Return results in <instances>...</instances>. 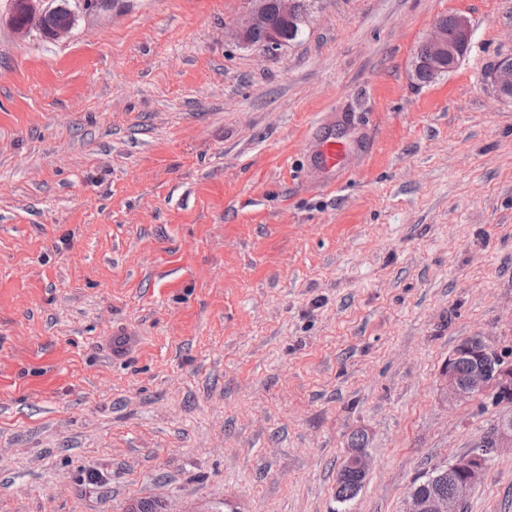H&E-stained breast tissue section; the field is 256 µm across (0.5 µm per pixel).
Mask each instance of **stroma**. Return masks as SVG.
I'll return each instance as SVG.
<instances>
[{"label":"stroma","mask_w":512,"mask_h":512,"mask_svg":"<svg viewBox=\"0 0 512 512\" xmlns=\"http://www.w3.org/2000/svg\"><path fill=\"white\" fill-rule=\"evenodd\" d=\"M69 6L47 40L0 0V512H403L507 412L439 378L471 336L512 361V0H314L271 54L249 0ZM450 14L469 49L421 83ZM464 512H512V453ZM489 78L500 97H508L510 92L512 94V64L502 62L489 73ZM353 148L346 134L336 129V122L321 123L314 131L308 154L311 167L318 173L325 184L336 183V170L347 161ZM367 441L366 434L362 431L354 432L350 437L349 454L343 466L352 467L359 471L360 475L367 472V464L364 454L365 443ZM363 483L364 479L359 478L353 470L348 469L343 473L338 472L336 480L337 502L343 504L353 499Z\"/></svg>","instance_id":"stroma-1"}]
</instances>
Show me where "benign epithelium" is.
Here are the masks:
<instances>
[{
	"instance_id": "1",
	"label": "benign epithelium",
	"mask_w": 512,
	"mask_h": 512,
	"mask_svg": "<svg viewBox=\"0 0 512 512\" xmlns=\"http://www.w3.org/2000/svg\"><path fill=\"white\" fill-rule=\"evenodd\" d=\"M269 0H250V8L246 18L236 26L235 37L243 46H250L249 36L258 28L270 31L268 43L262 51L272 53L280 49L285 39L272 28L271 15L268 9ZM471 23L464 15L456 16L453 37L439 24L426 45L429 56L422 63L431 66L439 73L458 66L464 57L470 42ZM498 95L503 97L512 93V64L503 62L489 73ZM465 360L470 364L466 380L459 379L457 365ZM493 389V399L509 405L512 403V362H504L497 350L486 344L479 337L464 340L458 348L448 356L441 370V390L448 402H461L483 393L487 388ZM495 452L509 448L512 450V419L500 420L493 430ZM364 475L367 464L362 448H352L344 463ZM485 468L484 459L476 454L462 456L454 462L437 470V474L429 476L432 489L422 493L416 489L410 491L405 512H463V506L473 486ZM453 482V489L447 493L436 489L445 480Z\"/></svg>"
}]
</instances>
